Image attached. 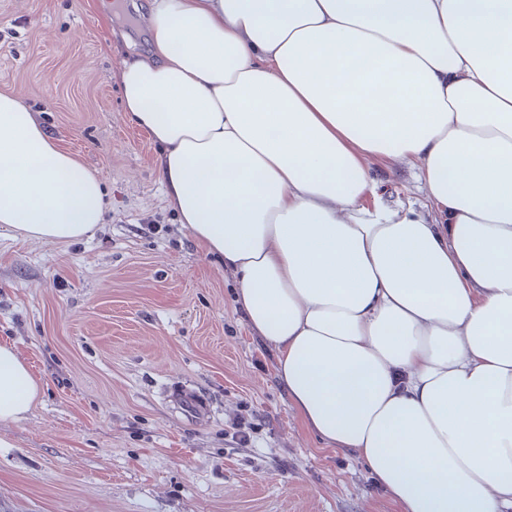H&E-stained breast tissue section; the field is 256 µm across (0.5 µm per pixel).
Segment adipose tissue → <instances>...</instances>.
I'll return each mask as SVG.
<instances>
[{
	"mask_svg": "<svg viewBox=\"0 0 512 512\" xmlns=\"http://www.w3.org/2000/svg\"><path fill=\"white\" fill-rule=\"evenodd\" d=\"M146 13L123 110L305 427L400 512H512V0ZM376 157L413 163L424 211L380 198ZM105 208L101 176L0 92V227L75 241ZM40 393L0 344V422Z\"/></svg>",
	"mask_w": 512,
	"mask_h": 512,
	"instance_id": "obj_1",
	"label": "adipose tissue"
}]
</instances>
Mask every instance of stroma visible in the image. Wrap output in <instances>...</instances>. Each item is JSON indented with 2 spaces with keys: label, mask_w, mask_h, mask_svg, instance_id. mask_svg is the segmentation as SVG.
Returning <instances> with one entry per match:
<instances>
[{
  "label": "stroma",
  "mask_w": 512,
  "mask_h": 512,
  "mask_svg": "<svg viewBox=\"0 0 512 512\" xmlns=\"http://www.w3.org/2000/svg\"><path fill=\"white\" fill-rule=\"evenodd\" d=\"M141 4L0 0V92L100 174L108 200L76 242L0 230V341L41 384L25 418L0 423V512H398L355 454L303 425L233 272L169 208L116 79L150 49ZM371 172L388 202L424 205L410 161ZM180 390L209 395L211 418L188 420Z\"/></svg>",
  "instance_id": "1"
}]
</instances>
